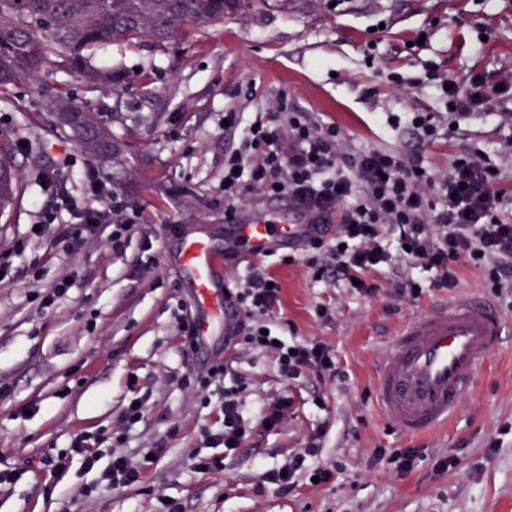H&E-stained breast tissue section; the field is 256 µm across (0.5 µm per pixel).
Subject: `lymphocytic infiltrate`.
Masks as SVG:
<instances>
[{"mask_svg": "<svg viewBox=\"0 0 512 512\" xmlns=\"http://www.w3.org/2000/svg\"><path fill=\"white\" fill-rule=\"evenodd\" d=\"M493 90L483 79L471 78L467 85L449 89L448 110L467 116ZM224 118L241 131L239 146L224 156L226 215L242 207L250 191L259 190L272 196L287 194L320 222L335 221L332 238L317 236L303 244L315 281H342L372 298L378 291L373 273L388 267L398 274V296L413 301L424 291L416 271L433 272L432 287L452 291L459 284L461 267L469 265L482 270L483 285L492 291L512 286V221L505 217L512 202L498 185L499 171L484 155L455 159L448 175L437 180L412 150L348 153L336 123L314 121L284 98L252 121H244L237 112L225 113ZM65 206L75 218V239L89 230L117 246L133 229L130 222H115L120 205L100 184H90L88 200L69 199ZM270 266L269 257L253 260L229 292L242 311L230 339L232 348L272 354L280 376L292 383L312 376L321 381L344 379L330 346L298 340L289 335L287 320H275L281 284ZM239 393L236 387L224 389V428L207 435L206 445L233 451L250 437L252 428L242 415ZM321 439V434L311 435L304 451L288 466L268 471L266 481L285 491L308 473L329 482L331 471L312 470L306 464ZM147 466V461L112 454L100 482L85 488L84 494L93 496L105 486L139 484Z\"/></svg>", "mask_w": 512, "mask_h": 512, "instance_id": "lymphocytic-infiltrate-1", "label": "lymphocytic infiltrate"}]
</instances>
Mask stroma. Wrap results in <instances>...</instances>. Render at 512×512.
Instances as JSON below:
<instances>
[{"instance_id": "35a3bbf8", "label": "stroma", "mask_w": 512, "mask_h": 512, "mask_svg": "<svg viewBox=\"0 0 512 512\" xmlns=\"http://www.w3.org/2000/svg\"><path fill=\"white\" fill-rule=\"evenodd\" d=\"M95 60L120 76L117 89L92 90L58 73L0 101V139L17 144L14 164L25 187L0 214V389L7 391L0 396V472L13 475L0 484V512H160L164 497L181 512H512V288L492 296L482 272L466 266L451 292L430 289V273H420L426 289L411 302L378 273L380 289L368 300L343 284L314 282L302 260L274 266L282 287L277 316L294 324L298 338L331 345L348 377L291 385L271 356L241 351L235 368L254 433L228 453L205 447L203 429L219 431L223 420L184 384L207 351L182 337L181 324L193 321L196 308L174 261L181 231L224 244V156L239 143L238 132L222 125L228 111L260 112L285 95L340 125L349 150L418 147L439 176L469 148L496 161L512 155L505 119L512 90L460 119L456 133L443 128L421 143L410 125L416 112L448 114L431 72L460 84L478 74L512 76V0H244L189 39L110 44ZM61 93L132 146L108 184L137 221L120 248L71 235L62 199L84 200L96 178L77 146L45 136L36 163L19 147L49 120ZM37 164L58 170L55 183L36 180ZM54 207L56 224L31 234L40 212ZM147 239L153 248L146 254ZM70 274L76 281L68 295L40 309L35 287ZM453 296L492 301L505 320L503 344L447 425L401 434L376 406V366L390 334ZM321 307L330 319L318 316ZM135 395L145 417L119 451L133 459L155 448L161 454L141 483L85 498L97 471L76 463L57 469L45 458L73 434L118 424ZM285 396L294 399L295 415L274 430L260 427L261 407ZM323 424L322 448L308 464L332 470L333 479L303 480L288 491L265 483L264 471L286 465ZM380 448H417L422 456L402 476L377 461ZM197 456L221 458L223 467L196 471ZM445 456L457 457L458 466L435 471Z\"/></svg>"}]
</instances>
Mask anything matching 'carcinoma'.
I'll return each mask as SVG.
<instances>
[{
    "mask_svg": "<svg viewBox=\"0 0 512 512\" xmlns=\"http://www.w3.org/2000/svg\"><path fill=\"white\" fill-rule=\"evenodd\" d=\"M239 5L240 0H0V99L14 85L57 72L110 89L119 76L96 65L99 46L120 40L162 43L222 21ZM52 108L56 123L44 130L74 138L99 167L121 153L96 113L63 95ZM21 191L13 149L0 142V213Z\"/></svg>",
    "mask_w": 512,
    "mask_h": 512,
    "instance_id": "1",
    "label": "carcinoma"
}]
</instances>
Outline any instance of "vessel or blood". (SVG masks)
Masks as SVG:
<instances>
[{
  "mask_svg": "<svg viewBox=\"0 0 512 512\" xmlns=\"http://www.w3.org/2000/svg\"><path fill=\"white\" fill-rule=\"evenodd\" d=\"M300 212L292 202L286 212L234 225L220 248L204 235H181L175 261L196 305L198 343L207 342L213 324L239 320L224 293L225 251L245 259L300 247L322 231L318 224L297 223ZM503 336L501 313L478 299H452L409 319L393 333L377 370L375 400L384 418L405 435L425 434L447 423L479 369L499 351Z\"/></svg>",
  "mask_w": 512,
  "mask_h": 512,
  "instance_id": "obj_1",
  "label": "vessel or blood"
}]
</instances>
